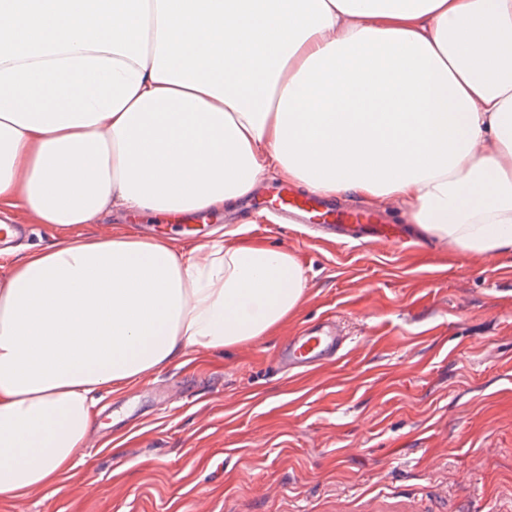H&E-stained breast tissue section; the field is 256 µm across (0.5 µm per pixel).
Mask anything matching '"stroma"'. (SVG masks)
<instances>
[{
	"instance_id": "stroma-1",
	"label": "stroma",
	"mask_w": 512,
	"mask_h": 512,
	"mask_svg": "<svg viewBox=\"0 0 512 512\" xmlns=\"http://www.w3.org/2000/svg\"><path fill=\"white\" fill-rule=\"evenodd\" d=\"M360 246L211 215L202 240L243 228L293 254L306 279L275 334L189 352L94 407L86 462L28 512H512V254H451L418 234ZM178 224L29 225L16 250L58 238ZM347 355L306 375L277 366L294 331L325 318Z\"/></svg>"
}]
</instances>
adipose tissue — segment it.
Here are the masks:
<instances>
[{
	"label": "adipose tissue",
	"mask_w": 512,
	"mask_h": 512,
	"mask_svg": "<svg viewBox=\"0 0 512 512\" xmlns=\"http://www.w3.org/2000/svg\"><path fill=\"white\" fill-rule=\"evenodd\" d=\"M512 253V0H0V224L221 211L267 175ZM291 253L134 233L0 277V502L85 460L99 392L273 334Z\"/></svg>",
	"instance_id": "ef3b65f1"
}]
</instances>
